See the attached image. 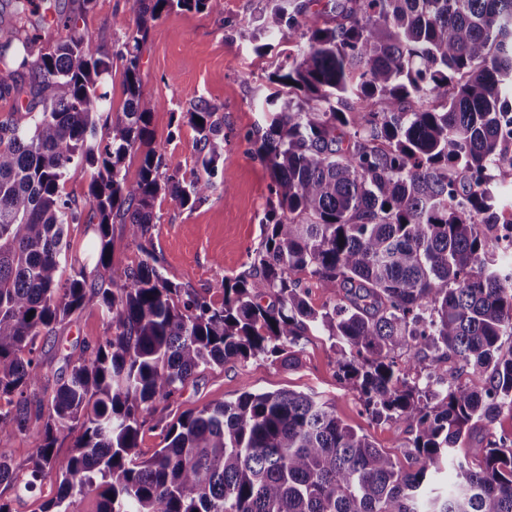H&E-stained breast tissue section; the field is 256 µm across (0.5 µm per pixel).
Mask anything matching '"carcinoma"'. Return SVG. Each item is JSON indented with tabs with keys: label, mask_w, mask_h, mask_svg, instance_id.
<instances>
[{
	"label": "carcinoma",
	"mask_w": 512,
	"mask_h": 512,
	"mask_svg": "<svg viewBox=\"0 0 512 512\" xmlns=\"http://www.w3.org/2000/svg\"><path fill=\"white\" fill-rule=\"evenodd\" d=\"M262 2L260 29L297 44L269 76L267 127L249 140L275 195L262 248L253 272L224 280L220 301L163 277L145 242L158 197L184 207L217 192L223 126L205 104L186 113L204 174L181 179V162L152 147L160 102L138 75L148 23L209 0H136L134 22L112 19L134 26L118 53L116 111L102 90L112 51L91 50L73 15L57 17L72 34L48 51L19 39L0 97L26 82L39 108L0 121V483L31 490L55 477L60 495L45 512H69L75 492L98 496V512H512V438L469 446L512 417V224L491 231L495 171L512 149V0ZM87 169L85 199L65 194ZM460 171L476 176L466 190ZM81 222L91 257L71 258L69 229ZM114 224L144 258L108 287ZM302 274L336 297L332 308L309 305ZM88 306L106 316L105 335L66 357L45 398L38 339ZM314 331L333 341L337 372L368 415L407 423V464L326 401L249 388L157 421L164 446L140 458L155 403L199 368L292 365ZM33 423L38 444L18 474L7 443ZM71 434L61 458L58 437Z\"/></svg>",
	"instance_id": "obj_1"
}]
</instances>
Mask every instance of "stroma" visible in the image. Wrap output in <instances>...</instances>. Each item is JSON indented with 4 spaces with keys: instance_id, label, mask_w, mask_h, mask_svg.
I'll return each instance as SVG.
<instances>
[{
    "instance_id": "obj_1",
    "label": "stroma",
    "mask_w": 512,
    "mask_h": 512,
    "mask_svg": "<svg viewBox=\"0 0 512 512\" xmlns=\"http://www.w3.org/2000/svg\"><path fill=\"white\" fill-rule=\"evenodd\" d=\"M261 0H210L205 12L172 10L152 22L139 60L142 89L162 106L151 118L153 146L158 154L173 156L181 173H201L197 134L182 120L183 112L207 102L224 123L229 142L216 176L223 188L199 207H182L159 197L148 242L160 259L164 277L185 287L221 299L224 279L249 271L261 248L259 224L271 193V177L251 153L248 137L265 129L266 97L275 86L269 75L285 63L287 41L267 40L256 31ZM38 33L45 47H53L66 31L57 15L72 11L71 0H32ZM134 0H93L90 10L78 14L76 28L93 34L95 43L119 50L125 30L113 25V16L134 19ZM264 44L256 52L255 44ZM106 320L94 307L76 312L41 339L44 368L40 390L52 392L65 369L64 357L94 347L104 336ZM256 391L290 389L335 403L337 416L377 447L402 456L410 434L400 420L376 421L364 411L355 391L336 376V352L328 336H307L296 365L283 367L264 358L232 359L200 368L192 383L168 402L157 403L153 424L140 433L138 453L147 458L163 446L158 420L171 422L217 400L235 399L243 388ZM58 491L55 479H45L29 492L0 484V501L11 512H45Z\"/></svg>"
}]
</instances>
